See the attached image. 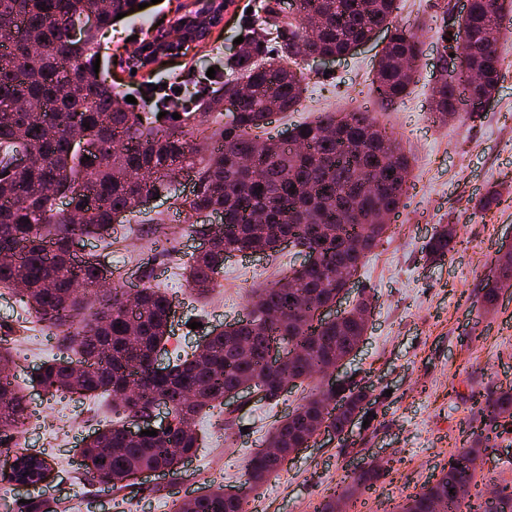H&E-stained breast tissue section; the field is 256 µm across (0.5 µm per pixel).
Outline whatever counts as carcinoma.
<instances>
[{"mask_svg":"<svg viewBox=\"0 0 512 512\" xmlns=\"http://www.w3.org/2000/svg\"><path fill=\"white\" fill-rule=\"evenodd\" d=\"M138 0H0V288L15 292L36 322L63 334L77 360L53 358L32 373L29 384L44 393L112 397L126 422L95 432L81 448L85 473L99 485L122 490L137 471L178 474L182 457L195 456L198 432L174 426L134 442L125 428L166 399L180 421L195 419L224 403L244 383L261 393L258 402L280 398L278 376L311 384L307 395L266 437L273 452L246 463V489L278 474L288 457L321 431L337 436L369 404L364 388H327L323 377L358 346L366 333L359 316L371 305L362 297L343 315L321 321L315 311L336 302L345 277L363 267L387 233V220L407 192L410 163L396 140L368 112H326L291 129L290 145L265 134L269 115L294 112L306 76L297 61L318 53L347 55L392 27L395 0H301L314 22L311 33L278 17L267 3L259 30L245 50L226 63L230 74L197 112H133L123 95L94 72L99 40L120 13L132 14ZM512 11V0H470L458 21L455 42L465 46L460 79L472 95L490 98L501 76L498 41L486 38L493 17ZM97 17V27L83 20ZM394 28V27H392ZM421 53L416 35L394 28L379 58L375 91L389 103L410 93ZM237 110L224 111V99ZM460 85L441 78L431 111L446 124L459 114ZM195 172L196 189L176 197L189 215H224V228L198 229L207 246L192 257L186 282L197 297L216 286L232 252H276L286 242L314 246L317 263L292 270L250 296L247 317L210 330L196 348L177 355L164 372L152 370L154 355L170 338L172 296L142 288L129 315L124 292L103 289L88 297L74 284L92 286L109 269L108 255L82 258L75 238L109 233L120 214L138 213L145 224L153 195L171 192L182 172ZM55 185L71 211L56 207L43 192ZM453 224H441L423 245L432 261L456 244ZM21 282L22 288L14 284ZM286 344V363L268 365L273 344ZM14 355L0 337V432L18 433L30 419L23 390L9 383ZM485 425L512 423V386L484 399ZM483 441L456 449L447 469L398 505V512H468L453 490L477 484ZM246 493L229 497L217 486L183 502L180 512H242ZM487 512H512V485L494 490Z\"/></svg>","mask_w":512,"mask_h":512,"instance_id":"obj_1","label":"carcinoma"}]
</instances>
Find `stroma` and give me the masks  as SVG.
Wrapping results in <instances>:
<instances>
[{
    "mask_svg": "<svg viewBox=\"0 0 512 512\" xmlns=\"http://www.w3.org/2000/svg\"><path fill=\"white\" fill-rule=\"evenodd\" d=\"M179 2L158 0L117 20L102 41L100 65L110 70L124 95L134 97V111H141L156 86L168 94L177 87L201 94L213 86L208 68L234 54L237 37L251 34L267 0H234L206 46L161 57L148 72L132 74L125 58L159 21L172 19ZM440 3L398 0L394 25L416 27L421 42L412 90L403 100L387 106L372 94L374 66L385 46L379 35L330 65L301 61L307 80L298 110L274 115L267 127L280 138L293 125L326 111L368 109L407 154L410 188L389 237L334 306L340 314L361 296L373 299L368 330L339 368L340 375L368 386V422L290 457L287 468L249 494L258 512H317L324 498L336 486L349 484L354 468L364 465L380 473L371 486L369 512H392L426 482L438 479L455 449L483 430L486 394L512 386V287L499 289L493 304L485 302L488 285L498 275L497 260L512 247V23L503 24L504 64L489 110L441 125L429 108L432 87L442 74L443 47L436 33ZM492 190L499 203L481 209L479 199ZM149 206L157 224L133 220L112 227V249L124 256L123 264L112 267L117 287L166 289L182 282L184 262L201 246L191 218L176 211L167 196L151 199ZM440 224L456 225V245L448 257L433 262L422 246ZM302 259L289 246L271 255L229 258L208 303L185 296L177 304L168 349L191 347L206 330L245 318L247 293L273 284ZM12 347L21 368L15 381L22 387L42 362L67 353L61 337L37 323L13 333ZM303 395L295 387L276 408L247 404L230 432L224 429L227 409L218 407L194 420L204 445L175 478L186 488L182 495L155 494L154 476L121 491L92 484L79 466L78 450L112 421L104 398L49 397L29 390L33 416L23 434L0 438V467L14 446L42 455L51 475L37 494L50 500L55 512H177L184 496L199 495L212 485L241 488L246 460L261 448L274 420L292 411ZM487 446L484 476L512 482V432H491Z\"/></svg>",
    "mask_w": 512,
    "mask_h": 512,
    "instance_id": "obj_1",
    "label": "stroma"
}]
</instances>
